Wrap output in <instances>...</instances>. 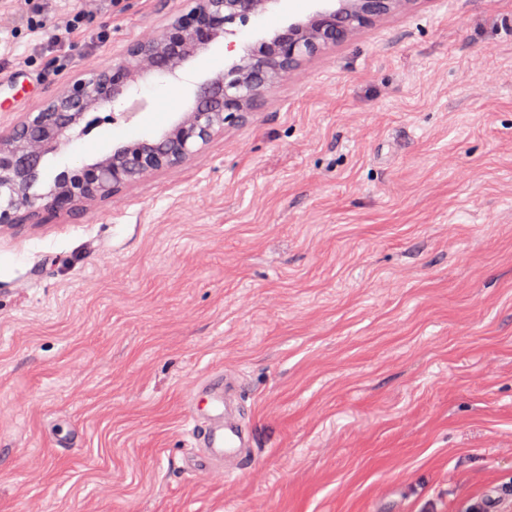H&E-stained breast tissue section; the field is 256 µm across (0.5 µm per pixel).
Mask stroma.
<instances>
[{
  "label": "stroma",
  "instance_id": "1",
  "mask_svg": "<svg viewBox=\"0 0 512 512\" xmlns=\"http://www.w3.org/2000/svg\"><path fill=\"white\" fill-rule=\"evenodd\" d=\"M0 0V130L192 0ZM320 0L139 80L36 192L162 134ZM85 31L50 41L72 11ZM132 118H124V111ZM242 384L253 461L194 477L187 397ZM512 485V0H400L180 166L0 227V512H462Z\"/></svg>",
  "mask_w": 512,
  "mask_h": 512
}]
</instances>
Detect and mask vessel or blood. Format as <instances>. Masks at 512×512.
<instances>
[{
	"label": "vessel or blood",
	"instance_id": "b4317fda",
	"mask_svg": "<svg viewBox=\"0 0 512 512\" xmlns=\"http://www.w3.org/2000/svg\"><path fill=\"white\" fill-rule=\"evenodd\" d=\"M187 409L192 426L191 472L218 478L234 473L254 446L252 426L241 412L236 377L227 373L202 381L192 391Z\"/></svg>",
	"mask_w": 512,
	"mask_h": 512
}]
</instances>
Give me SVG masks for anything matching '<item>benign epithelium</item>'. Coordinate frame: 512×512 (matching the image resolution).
I'll return each instance as SVG.
<instances>
[{
    "label": "benign epithelium",
    "mask_w": 512,
    "mask_h": 512,
    "mask_svg": "<svg viewBox=\"0 0 512 512\" xmlns=\"http://www.w3.org/2000/svg\"><path fill=\"white\" fill-rule=\"evenodd\" d=\"M273 0H198L156 33L127 47L123 56L100 69L91 80L77 78L48 98L36 112L0 131V224L35 223L44 212L72 214L105 200L165 168L187 160L224 124L242 120L257 106L261 92L287 75L324 45L341 43L350 33L387 13L399 0H336L338 6L318 10L306 22L277 31L260 56L246 54L201 84L191 107L156 138L123 143L81 168V176H57L49 190L35 195L44 157L69 141L81 124L92 128L89 114L119 101L139 79L152 74L175 77L186 61L221 39L230 26L248 25ZM39 197L40 204L34 203Z\"/></svg>",
    "instance_id": "benign-epithelium-1"
}]
</instances>
